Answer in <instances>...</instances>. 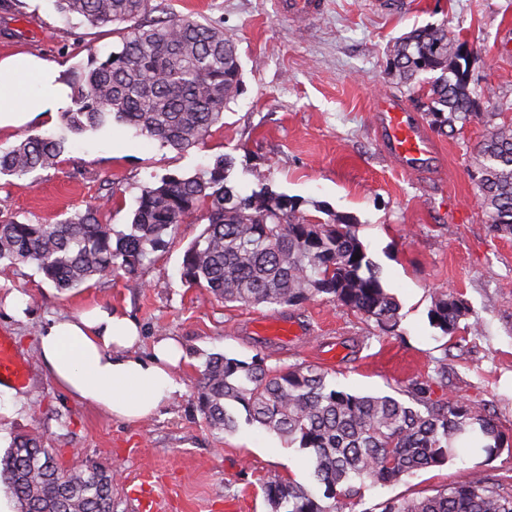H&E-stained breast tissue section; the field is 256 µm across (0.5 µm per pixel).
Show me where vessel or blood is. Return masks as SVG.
Wrapping results in <instances>:
<instances>
[{"instance_id":"b4317fda","label":"vessel or blood","mask_w":512,"mask_h":512,"mask_svg":"<svg viewBox=\"0 0 512 512\" xmlns=\"http://www.w3.org/2000/svg\"><path fill=\"white\" fill-rule=\"evenodd\" d=\"M284 10L296 18H310L322 14L324 0H284ZM384 153L400 168L421 167L434 151L433 141L412 114L392 98H384L377 105ZM28 362L21 358L11 341L0 336V383L24 388Z\"/></svg>"}]
</instances>
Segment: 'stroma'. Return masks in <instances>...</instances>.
<instances>
[{"label": "stroma", "mask_w": 512, "mask_h": 512, "mask_svg": "<svg viewBox=\"0 0 512 512\" xmlns=\"http://www.w3.org/2000/svg\"><path fill=\"white\" fill-rule=\"evenodd\" d=\"M275 2L168 0L176 13L219 23L237 44L242 90L203 148L180 154L123 125L114 128L123 141L117 151L104 138L76 135L37 181L0 177V212L52 223L102 202L104 222L124 231L144 186L167 173L194 174L229 154L243 192L264 183L301 199L311 219L325 209L354 218L359 241L400 303L397 333H378L373 322L325 297L300 307H241L183 286V254L203 231L200 220L179 225L145 260L136 288L115 274L61 293L34 266L22 265L0 276V336L27 359L30 378L24 390L0 391V455L14 435L37 433L64 464L108 466L118 474L115 512H141L150 496L161 500V512H269L268 481L289 477L313 487L305 451L255 424L211 429L196 395L208 356L248 361L259 353L271 367L318 365L333 387L353 394L394 396L417 380L429 386L431 399L484 408L507 443L483 471L510 486L512 235L487 223L469 164L491 127L512 120V0H406L395 11L371 0H326L324 14L309 21L280 15ZM442 24L466 44L471 88L491 96L482 104L484 119L433 134L436 152L416 175L381 150L375 103L392 96L429 125L425 89L401 84L386 59L405 34ZM117 42L111 26L66 20L54 0H0V57L36 54L62 66L67 82ZM446 290L466 306L452 336L430 321L436 295ZM95 305L138 323L142 355L158 337H178L182 396L147 419L124 423L57 386L37 354V337L52 319ZM262 317L293 322L298 337L256 335ZM472 474L473 457L463 452L394 484L367 487L358 508L374 512L390 497L431 496Z\"/></svg>", "instance_id": "stroma-1"}]
</instances>
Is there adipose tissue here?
Listing matches in <instances>:
<instances>
[{
	"mask_svg": "<svg viewBox=\"0 0 512 512\" xmlns=\"http://www.w3.org/2000/svg\"><path fill=\"white\" fill-rule=\"evenodd\" d=\"M71 95L60 66L24 53L0 58V132L39 123L65 108ZM139 344V328L129 317L99 307L55 320L38 337L60 387L128 423L184 390L174 374L182 355L177 341L159 338L146 357Z\"/></svg>",
	"mask_w": 512,
	"mask_h": 512,
	"instance_id": "adipose-tissue-1",
	"label": "adipose tissue"
}]
</instances>
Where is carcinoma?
I'll return each mask as SVG.
<instances>
[{
    "mask_svg": "<svg viewBox=\"0 0 512 512\" xmlns=\"http://www.w3.org/2000/svg\"><path fill=\"white\" fill-rule=\"evenodd\" d=\"M57 10L89 28L114 25L120 46L91 61L77 79L73 106L58 134H34L0 148V175L25 177L52 167L69 150L70 136L114 123L179 152L198 149L241 87L235 39L224 28L176 14L154 0H56ZM156 12L158 16L146 19ZM461 43L445 27L418 28L398 40L389 66L404 84L424 74L427 112L441 133L481 116L490 95L469 87ZM234 160L216 157L192 176L167 174L142 189L128 231L103 222L101 205L52 224L0 220V273L33 264L59 291L77 290L121 271L138 282L149 254L165 246L189 218L207 221L186 249L181 281L229 303L298 307L329 295L347 310L392 334L400 307L367 257L354 218L330 215L313 222L303 201L266 186L250 194L229 180ZM487 222L512 235V122L493 127L479 143L470 170ZM360 259H355V256ZM466 307L441 291L430 318L453 335ZM314 365L270 368L251 361L209 357L200 371L199 408L211 426L258 424L290 447L310 454L318 496L292 479L264 486L270 512H350L365 484L390 485L402 476L458 456L464 440L492 457L506 439L483 409L459 401L432 402L422 382L406 389L410 402L391 395H356L332 387ZM0 480L20 512H112V469L85 463L66 467L36 433L17 434L0 457ZM381 512H512V491L477 468L473 478L430 497L389 499Z\"/></svg>",
    "mask_w": 512,
    "mask_h": 512,
    "instance_id": "1",
    "label": "carcinoma"
}]
</instances>
